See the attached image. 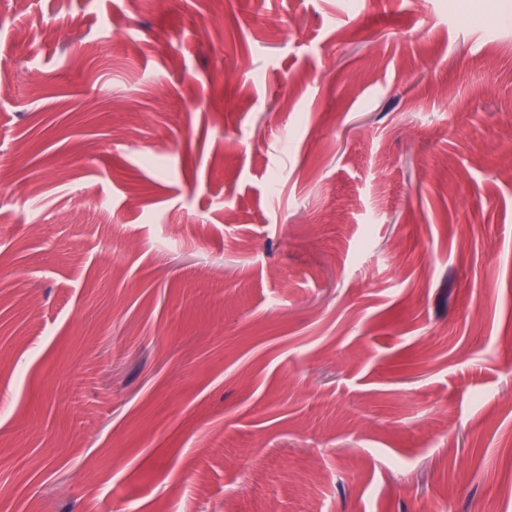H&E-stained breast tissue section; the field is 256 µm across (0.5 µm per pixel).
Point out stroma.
<instances>
[{
	"label": "stroma",
	"instance_id": "stroma-1",
	"mask_svg": "<svg viewBox=\"0 0 512 512\" xmlns=\"http://www.w3.org/2000/svg\"><path fill=\"white\" fill-rule=\"evenodd\" d=\"M512 0H0V512H512Z\"/></svg>",
	"mask_w": 512,
	"mask_h": 512
}]
</instances>
